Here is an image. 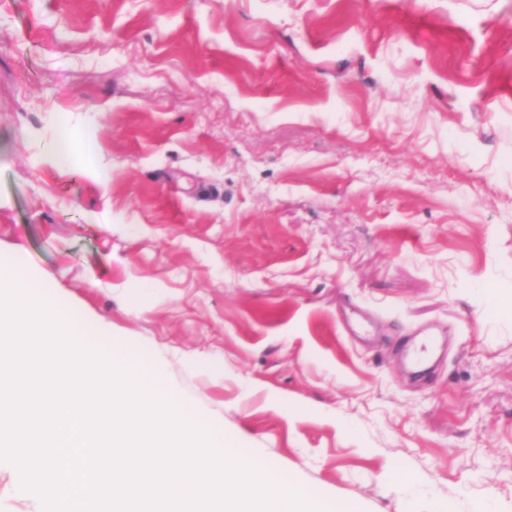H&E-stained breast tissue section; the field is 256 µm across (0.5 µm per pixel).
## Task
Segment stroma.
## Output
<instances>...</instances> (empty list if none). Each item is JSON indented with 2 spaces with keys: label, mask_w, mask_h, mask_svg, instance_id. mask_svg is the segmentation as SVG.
I'll list each match as a JSON object with an SVG mask.
<instances>
[{
  "label": "stroma",
  "mask_w": 512,
  "mask_h": 512,
  "mask_svg": "<svg viewBox=\"0 0 512 512\" xmlns=\"http://www.w3.org/2000/svg\"><path fill=\"white\" fill-rule=\"evenodd\" d=\"M18 247L329 503L512 512V0H0Z\"/></svg>",
  "instance_id": "obj_1"
}]
</instances>
